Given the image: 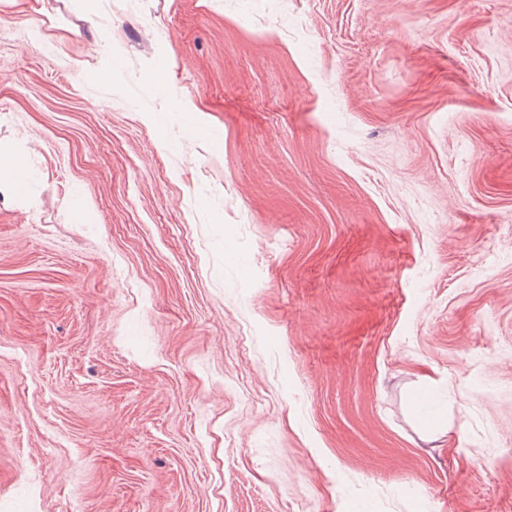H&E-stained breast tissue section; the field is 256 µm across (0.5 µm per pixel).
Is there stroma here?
I'll use <instances>...</instances> for the list:
<instances>
[{
    "label": "stroma",
    "mask_w": 512,
    "mask_h": 512,
    "mask_svg": "<svg viewBox=\"0 0 512 512\" xmlns=\"http://www.w3.org/2000/svg\"><path fill=\"white\" fill-rule=\"evenodd\" d=\"M0 512H512V0H0ZM0 168L1 173L2 169L9 170L10 180L7 183L6 188L15 194L21 193L27 183V180L30 178V173L27 168L21 165L18 160H14L12 158L4 160L2 155L0 157Z\"/></svg>",
    "instance_id": "stroma-1"
}]
</instances>
